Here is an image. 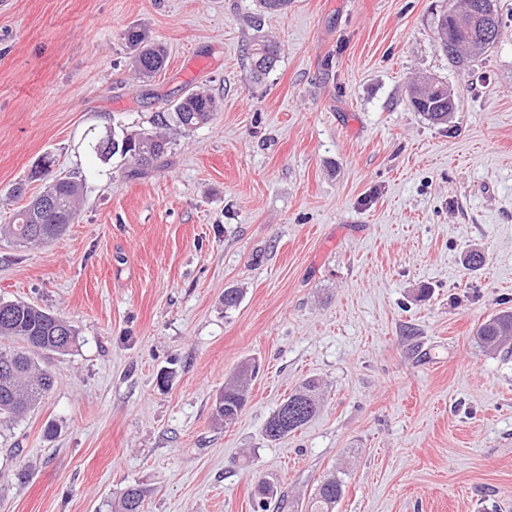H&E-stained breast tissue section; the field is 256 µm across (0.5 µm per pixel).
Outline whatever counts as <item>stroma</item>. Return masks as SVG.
I'll return each mask as SVG.
<instances>
[{
	"label": "stroma",
	"mask_w": 512,
	"mask_h": 512,
	"mask_svg": "<svg viewBox=\"0 0 512 512\" xmlns=\"http://www.w3.org/2000/svg\"><path fill=\"white\" fill-rule=\"evenodd\" d=\"M460 4L0 0V225L42 190V157L84 186L51 243L0 237V298L78 333L41 360L44 403L0 428V512H112L135 482L146 512H255L262 482L307 512L331 473L336 512H512V353L474 339L512 308V0L466 70L434 37ZM132 27L168 52L147 83ZM257 36L280 47L258 81ZM426 76L460 98L448 123L409 104ZM196 86L218 110L171 133L164 164L97 159L108 130L150 128ZM247 361L251 397L223 424L214 398ZM309 377L321 412L267 441ZM324 393L316 378L305 379L292 393L284 399L265 422L263 432L267 441L277 442L287 438L305 426L322 408ZM293 405H301L304 413L293 422L285 423L282 419L284 410Z\"/></svg>",
	"instance_id": "1"
}]
</instances>
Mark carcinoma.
I'll list each match as a JSON object with an SVG mask.
<instances>
[{"label":"carcinoma","instance_id":"obj_1","mask_svg":"<svg viewBox=\"0 0 512 512\" xmlns=\"http://www.w3.org/2000/svg\"><path fill=\"white\" fill-rule=\"evenodd\" d=\"M450 32V45L442 47L448 61L461 66L473 63L485 52L465 56L462 45L469 34L455 26V13L443 14L436 25V40L443 43L442 29ZM131 51V65L138 78L144 82L153 79L164 67L165 47L150 40L144 33L131 28L125 33ZM251 70L261 79L276 65L279 46L269 39H257L248 51ZM426 88L421 99L411 100L414 109L433 123L448 122V87ZM216 110L212 94L204 89H192L172 101L162 112L154 115L155 130L112 133V154L128 159L137 169L147 170L158 165L167 155L169 139L165 131L170 129L192 130L210 120ZM54 205L51 209L32 218L29 209L23 208L14 216L11 224L0 226V234L12 238L23 246H41L60 236L67 225L74 223L83 195V185L70 177H55L51 181ZM12 339L20 344L16 349L0 348V424L12 423L38 406L54 387V377L35 360L39 354H65L77 343L76 329L63 318L30 303L0 301V340ZM476 340L486 352H497L512 345V310H501L483 321ZM255 366L243 364L237 376L224 385L213 402L214 417L231 424L247 404L249 381ZM324 393L315 378L305 379L284 399L265 422L263 432L267 441L277 442L287 438L305 426L322 408ZM301 405L304 413L288 423L282 419L284 410ZM345 491L343 481L330 475L316 488L310 502V512H335L336 504ZM149 489L141 483L130 484L120 493L113 512H145Z\"/></svg>","mask_w":512,"mask_h":512}]
</instances>
